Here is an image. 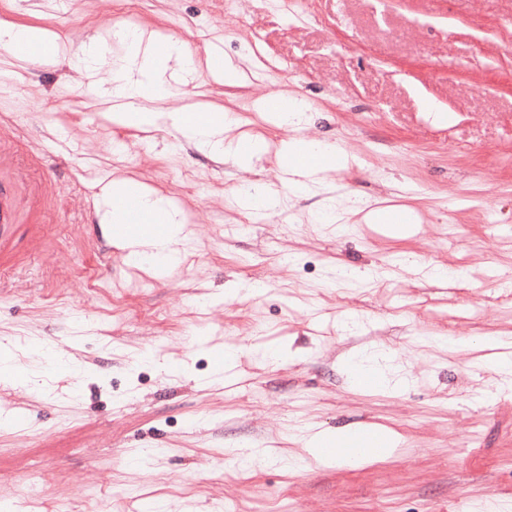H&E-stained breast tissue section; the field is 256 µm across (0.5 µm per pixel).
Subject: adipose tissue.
Segmentation results:
<instances>
[{
  "mask_svg": "<svg viewBox=\"0 0 512 512\" xmlns=\"http://www.w3.org/2000/svg\"><path fill=\"white\" fill-rule=\"evenodd\" d=\"M117 41L126 47L124 57L113 61L111 79L104 85H90V92L114 102L112 120L115 124L134 126L143 130L169 125L177 139L187 141L206 155L224 159L247 169L266 151V140L261 136L249 137L248 149H241L239 141L225 139V131L239 124L236 112L207 105L200 112L169 111L163 104L178 96L193 70V61L185 52L184 44L172 39L157 43L145 39L143 31L125 27L115 31ZM57 34L40 27L17 26L0 21V47L25 48V58L44 65L56 63L57 54L45 53L48 43L58 42ZM275 108L267 112V120L279 128L294 130V137L285 140L279 150L278 162L287 177L292 193H310L322 185L328 174L347 168L349 158L337 145L317 141L308 142V151L317 159L310 170L296 169L293 165L298 147L302 145L296 132L311 118L312 106L307 99L280 93L275 97ZM350 212L362 214L368 224L381 226L384 233L394 238L413 234L420 221L417 210L400 206V223L387 222L388 206L374 204L359 198L348 202ZM143 213L148 229L113 239V246L125 253L127 263L134 267H149L163 275L179 263L181 248L188 240L191 222L189 213L171 197L133 178H115L104 184L98 195L96 215L99 224L111 228L115 224H128L133 212Z\"/></svg>",
  "mask_w": 512,
  "mask_h": 512,
  "instance_id": "obj_1",
  "label": "adipose tissue"
}]
</instances>
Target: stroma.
Segmentation results:
<instances>
[{
    "label": "stroma",
    "mask_w": 512,
    "mask_h": 512,
    "mask_svg": "<svg viewBox=\"0 0 512 512\" xmlns=\"http://www.w3.org/2000/svg\"><path fill=\"white\" fill-rule=\"evenodd\" d=\"M0 19L70 52L128 24L184 41L199 63L217 48L244 82L205 70L184 100L239 113L227 138L269 143L249 170L168 152L169 129L115 125L70 89L71 55L45 66L0 51L13 84L0 185L15 201L0 341L18 367L46 351L69 368L37 389L0 373V496L24 497L36 470L50 499L89 512H106L91 498L103 486L123 490L121 512H512V387L484 362L495 334L512 353V0H0ZM280 92L317 109L305 137L350 156L326 195L412 206L413 236L349 213L337 233L310 221V195L266 215L236 205L244 184L283 187L291 132L256 110ZM121 175L193 215L195 243L169 276L127 266L94 220L102 183ZM427 263L466 277L425 278ZM339 264L372 278L328 283ZM366 350L390 353L406 383L358 386L350 359ZM228 352L229 389L214 379ZM355 425L396 431L397 453L363 467L309 453L308 431ZM247 445L255 460L227 461Z\"/></svg>",
    "instance_id": "1"
}]
</instances>
